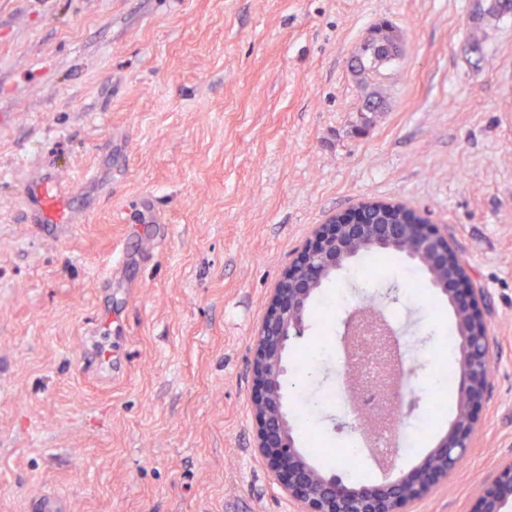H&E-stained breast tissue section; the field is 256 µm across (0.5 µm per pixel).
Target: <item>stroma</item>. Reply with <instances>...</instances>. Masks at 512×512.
<instances>
[{
  "label": "stroma",
  "mask_w": 512,
  "mask_h": 512,
  "mask_svg": "<svg viewBox=\"0 0 512 512\" xmlns=\"http://www.w3.org/2000/svg\"><path fill=\"white\" fill-rule=\"evenodd\" d=\"M493 0H0V512L52 488L70 512H295L256 449L251 363L273 290L313 230L359 202L403 204L447 226L482 294L491 376L464 462L407 512H471L512 458V13ZM392 22L403 54L365 85L348 58ZM383 111L363 116L367 94ZM65 186L66 224L35 225L27 189ZM129 264L101 275L127 227ZM416 267L397 285L413 385L444 409L418 425L407 469L455 411V317ZM346 270L314 298L289 354L291 420L343 463L324 349L346 315ZM112 304L104 381L84 331Z\"/></svg>",
  "instance_id": "1"
}]
</instances>
